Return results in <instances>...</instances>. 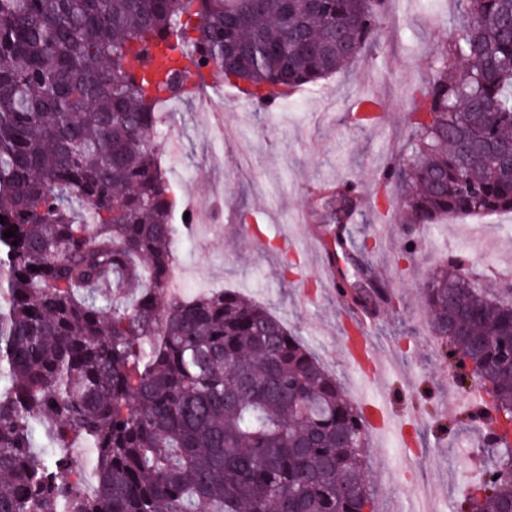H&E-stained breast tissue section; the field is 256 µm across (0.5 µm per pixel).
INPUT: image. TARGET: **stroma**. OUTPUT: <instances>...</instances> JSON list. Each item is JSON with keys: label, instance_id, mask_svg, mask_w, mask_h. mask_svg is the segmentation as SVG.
I'll list each match as a JSON object with an SVG mask.
<instances>
[{"label": "stroma", "instance_id": "35a3bbf8", "mask_svg": "<svg viewBox=\"0 0 512 512\" xmlns=\"http://www.w3.org/2000/svg\"><path fill=\"white\" fill-rule=\"evenodd\" d=\"M462 9V0H390L379 35L336 75L282 99L278 112L254 107L232 86L220 84L223 127L230 132L222 143L208 138L209 115L197 111L193 97L159 106L171 113L180 141L176 157L161 162L178 202L191 198L202 209L223 210L221 223L189 232L176 245L177 265L198 279L188 296L230 288L265 305L296 332L364 415L383 402L400 417L399 437L367 433V480L376 512L410 499L416 484L435 506L451 512L467 483L496 461L489 449L477 459L466 454V447L477 444L471 429H443V406L462 405L472 394L452 380L435 339L423 334L415 316L421 285L449 254L469 255L473 279L484 285L512 272V214L454 216L431 228L362 205L350 239L356 246L365 239L378 242L364 263L381 294L394 297L392 307L373 318L370 335L388 365L386 387L392 395L385 401L379 393L363 392L361 372L340 346L343 321L358 320L359 312L336 293L321 292L322 268L270 244L322 236L323 189L355 181L371 196L382 169L410 152L409 101L401 91L429 81L425 59L447 41ZM361 97L379 100L386 114L381 127L351 124L349 115ZM245 220L260 226L262 239L241 235ZM402 248L409 259H399Z\"/></svg>", "mask_w": 512, "mask_h": 512}]
</instances>
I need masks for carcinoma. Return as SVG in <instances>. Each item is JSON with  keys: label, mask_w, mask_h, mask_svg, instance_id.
<instances>
[{"label": "carcinoma", "mask_w": 512, "mask_h": 512, "mask_svg": "<svg viewBox=\"0 0 512 512\" xmlns=\"http://www.w3.org/2000/svg\"><path fill=\"white\" fill-rule=\"evenodd\" d=\"M385 2L0 0V512H374L367 420L304 343L235 290L169 291L185 225L148 134L186 55L266 103L346 66ZM430 68L375 209L512 212V0H466ZM327 200L337 238L361 199L346 181L342 217ZM467 265L449 258L422 307L504 452L512 285ZM511 489L500 458L455 510L504 512Z\"/></svg>", "instance_id": "cac0c4a2"}]
</instances>
